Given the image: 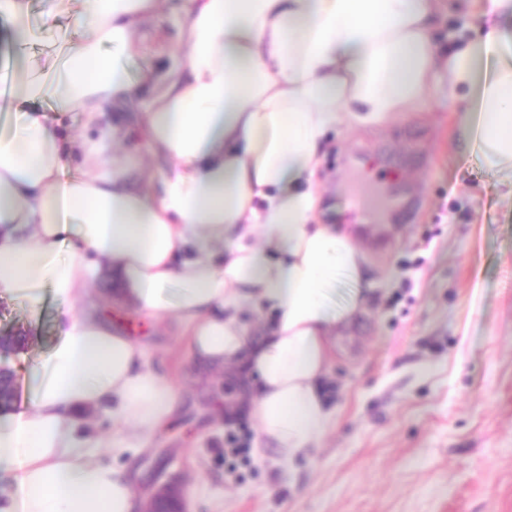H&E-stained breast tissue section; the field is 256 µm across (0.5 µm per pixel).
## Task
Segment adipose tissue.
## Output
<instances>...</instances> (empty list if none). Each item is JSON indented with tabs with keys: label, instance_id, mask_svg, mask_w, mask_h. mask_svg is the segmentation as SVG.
Here are the masks:
<instances>
[{
	"label": "adipose tissue",
	"instance_id": "obj_1",
	"mask_svg": "<svg viewBox=\"0 0 512 512\" xmlns=\"http://www.w3.org/2000/svg\"><path fill=\"white\" fill-rule=\"evenodd\" d=\"M475 31L434 39L441 0H185V66L131 77L120 62L165 0H53L69 30L0 0L18 35L0 112V298L59 304L58 342L29 410L0 416L6 512H135L128 469L96 458L121 437L145 447L178 407L145 349L98 309L94 280L156 320L173 313L197 364L242 388L265 445L292 458L333 423L323 388L336 337L375 280L351 224L317 221L316 176L336 126L369 127L444 89L463 138L512 183V0ZM137 115L163 160L159 191L122 155L49 120L85 127ZM352 288L334 303L337 278ZM262 310L255 321L243 315ZM110 407L114 436L79 426Z\"/></svg>",
	"mask_w": 512,
	"mask_h": 512
}]
</instances>
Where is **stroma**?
<instances>
[{
	"label": "stroma",
	"instance_id": "stroma-1",
	"mask_svg": "<svg viewBox=\"0 0 512 512\" xmlns=\"http://www.w3.org/2000/svg\"><path fill=\"white\" fill-rule=\"evenodd\" d=\"M183 6L167 0L143 31L122 61L130 76L184 63ZM319 194V221L359 225L376 280L371 308L336 339V416L321 446L289 459L258 447L246 411L214 421L237 393L196 366L174 318L113 307L180 400L147 448L113 461L138 472L142 502L180 482L190 512H512V187L465 146L438 96L377 127L337 128ZM57 312L49 296L0 299V332L29 338L7 360L16 410L58 341ZM231 433L248 447L234 471Z\"/></svg>",
	"mask_w": 512,
	"mask_h": 512
}]
</instances>
